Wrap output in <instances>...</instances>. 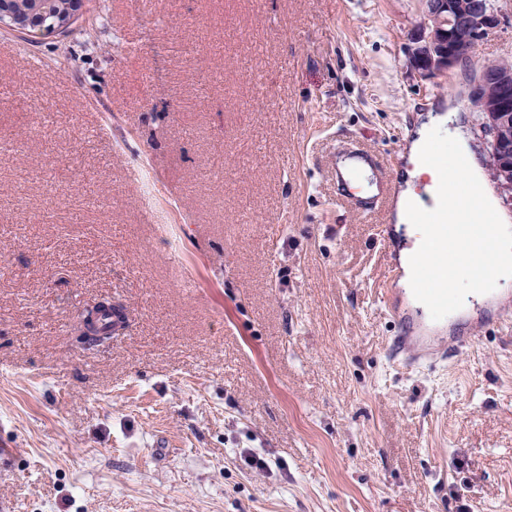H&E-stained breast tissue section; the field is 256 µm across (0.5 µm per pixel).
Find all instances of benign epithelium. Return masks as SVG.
Returning a JSON list of instances; mask_svg holds the SVG:
<instances>
[{"mask_svg": "<svg viewBox=\"0 0 512 512\" xmlns=\"http://www.w3.org/2000/svg\"><path fill=\"white\" fill-rule=\"evenodd\" d=\"M86 0H67L66 11L51 22V28L35 26L21 17L4 14L0 10V28H7L25 35L74 32L73 25L83 15ZM423 18L414 38L411 61L414 69L425 75L444 73L461 62L458 26L462 17L476 18L477 28L470 40L477 42L483 32L498 24V16L487 10L484 0H422ZM469 97L479 103L484 119L482 128L488 143L500 151L512 142V130L501 115L512 112V68L497 61L483 63L473 77ZM493 178L512 201V162L489 163Z\"/></svg>", "mask_w": 512, "mask_h": 512, "instance_id": "obj_1", "label": "benign epithelium"}]
</instances>
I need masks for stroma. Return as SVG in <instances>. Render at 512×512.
<instances>
[{"label": "stroma", "instance_id": "1", "mask_svg": "<svg viewBox=\"0 0 512 512\" xmlns=\"http://www.w3.org/2000/svg\"><path fill=\"white\" fill-rule=\"evenodd\" d=\"M494 4L474 58L512 61ZM87 9L0 31V512H512V314L393 358L378 225L334 195L339 139L399 165L431 110L487 160L466 66L409 64L420 0ZM104 299L128 326L85 349ZM86 0H68L66 2V11L61 18L53 20L49 29L41 26H35L28 21L23 20L22 17H17L11 14L5 15L0 8V28H7L14 30L25 35L32 36L33 34H51L60 33L62 35L74 32L72 27L79 18L83 15Z\"/></svg>", "mask_w": 512, "mask_h": 512}]
</instances>
